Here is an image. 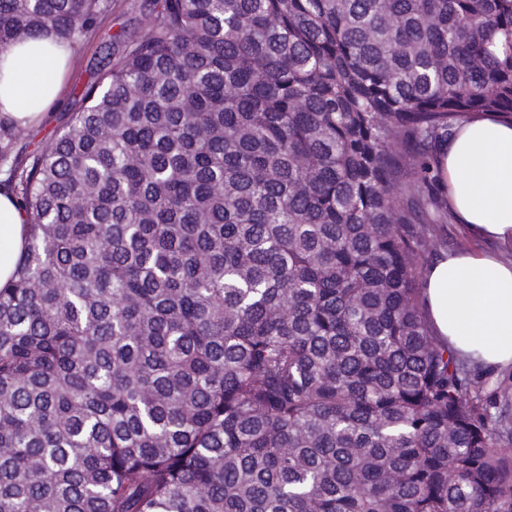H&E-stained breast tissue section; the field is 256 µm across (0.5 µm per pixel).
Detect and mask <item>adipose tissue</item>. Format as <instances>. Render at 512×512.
Masks as SVG:
<instances>
[{
    "label": "adipose tissue",
    "mask_w": 512,
    "mask_h": 512,
    "mask_svg": "<svg viewBox=\"0 0 512 512\" xmlns=\"http://www.w3.org/2000/svg\"><path fill=\"white\" fill-rule=\"evenodd\" d=\"M64 72L49 33L1 51L0 115L39 124L61 96ZM440 161L455 219L487 248L448 253L429 267V322L460 358L489 369L512 366V258L501 252L512 247V123L491 113L459 121ZM25 233V215L0 190V285L15 272Z\"/></svg>",
    "instance_id": "ef3b65f1"
}]
</instances>
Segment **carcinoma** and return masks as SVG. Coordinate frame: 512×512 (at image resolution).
Returning <instances> with one entry per match:
<instances>
[{"label": "carcinoma", "instance_id": "carcinoma-1", "mask_svg": "<svg viewBox=\"0 0 512 512\" xmlns=\"http://www.w3.org/2000/svg\"><path fill=\"white\" fill-rule=\"evenodd\" d=\"M113 0H0V52ZM28 152L0 512H512V373L422 298L454 124L512 121V0H144Z\"/></svg>", "mask_w": 512, "mask_h": 512}]
</instances>
